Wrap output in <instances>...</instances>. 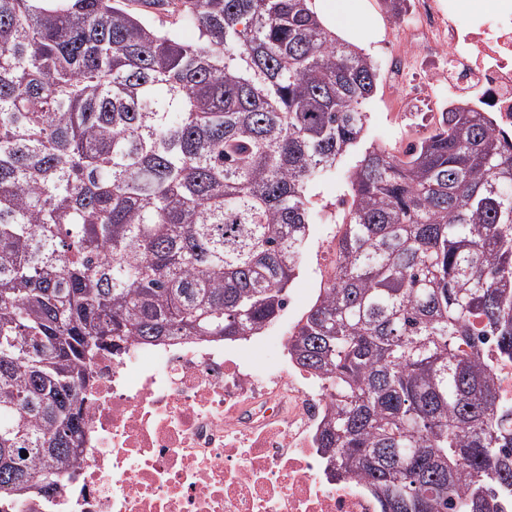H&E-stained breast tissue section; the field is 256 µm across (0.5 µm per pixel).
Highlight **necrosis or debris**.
I'll use <instances>...</instances> for the list:
<instances>
[{"label":"necrosis or debris","instance_id":"obj_1","mask_svg":"<svg viewBox=\"0 0 512 512\" xmlns=\"http://www.w3.org/2000/svg\"><path fill=\"white\" fill-rule=\"evenodd\" d=\"M396 21L403 64L393 84L415 54L435 63L406 106L435 102L443 88L512 125V0L480 12L409 0ZM262 340L278 350L263 369L220 338L95 353L80 462L59 493L21 512H381L365 480L332 478L320 452L327 382L297 367L279 326Z\"/></svg>","mask_w":512,"mask_h":512}]
</instances>
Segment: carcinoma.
Masks as SVG:
<instances>
[{"mask_svg": "<svg viewBox=\"0 0 512 512\" xmlns=\"http://www.w3.org/2000/svg\"><path fill=\"white\" fill-rule=\"evenodd\" d=\"M142 4L0 0V512L78 464L91 354L280 317L377 90L312 0ZM350 184L288 345L332 391L320 448L381 512L512 503V137L461 99Z\"/></svg>", "mask_w": 512, "mask_h": 512, "instance_id": "cac0c4a2", "label": "carcinoma"}]
</instances>
